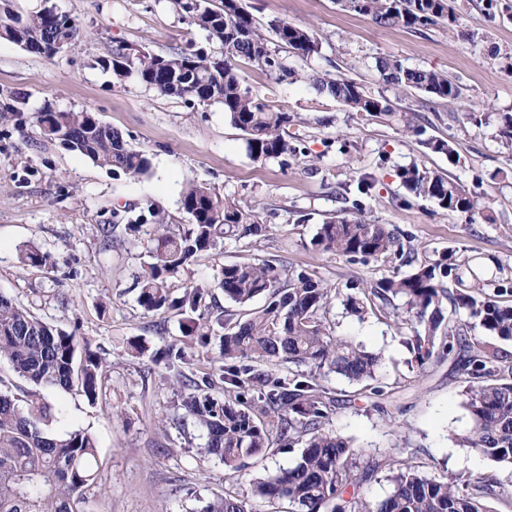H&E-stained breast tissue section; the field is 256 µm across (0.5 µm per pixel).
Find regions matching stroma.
I'll return each mask as SVG.
<instances>
[{"mask_svg": "<svg viewBox=\"0 0 512 512\" xmlns=\"http://www.w3.org/2000/svg\"><path fill=\"white\" fill-rule=\"evenodd\" d=\"M260 22L279 18L309 28L321 43L318 55L293 60L302 77L279 82L251 65L242 75L272 104L298 119L289 129L301 155L260 163L244 134L224 118L221 104L165 97L132 77L104 67L112 47L162 54L170 47L210 48L205 31L179 13L172 0H0L20 14L50 7L76 19L81 36L54 57L27 52L0 39V98L21 102L19 121L0 123V294L14 299L51 326L90 343L106 361L107 396L89 403L79 392L48 391L60 409L54 431L86 430L97 442L98 487L85 512H200L207 501L233 488L256 512H288L287 503L256 497L255 480L295 464L299 449L260 451L240 472L204 452V431L180 407L184 387L177 374L198 381L220 365L218 338L196 346L191 364L176 369L162 356L183 338L177 312L148 313L138 303L137 277L149 262V235H127L129 216L152 208L186 227L181 195L194 182L255 209L265 224L261 237L218 241L171 280L173 295L187 284L208 288L207 306L227 307L218 286L224 265L273 260L310 271L334 288L356 280L372 286L381 278L409 273L408 265L350 261L315 250L319 224L346 206L341 185L350 168L371 173L375 184L363 199L365 218L395 229L401 240L426 251H453L469 262L480 284L512 286V155L498 139V117L512 113V0H461L454 27L415 30L381 28L369 17L342 10L336 0H243ZM394 57L412 67L447 73L462 88L455 108L424 104L421 94H402L400 106L418 109L419 130L370 120L318 96L309 73H341L370 92L381 91L377 59ZM87 110L146 151L151 169L143 176L114 173L61 144L47 141L30 120L44 106ZM454 141L458 162L423 153L421 140ZM447 172L480 201L483 213L469 219L411 194L397 171L411 160ZM113 227L105 238L102 227ZM35 247L51 257L41 268L24 266L22 250ZM334 333L383 358L384 411L356 396L345 378L330 375L341 404L331 426L375 463L359 494L388 495L387 461L419 465L438 479L464 473L491 475L500 495L486 500L488 512H512V466L498 464L455 437L471 431L459 382L462 359L410 364L404 332L375 314L357 319L333 304ZM146 346L134 352L131 342Z\"/></svg>", "mask_w": 512, "mask_h": 512, "instance_id": "obj_1", "label": "stroma"}]
</instances>
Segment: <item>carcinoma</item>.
Wrapping results in <instances>:
<instances>
[{"label":"carcinoma","instance_id":"carcinoma-1","mask_svg":"<svg viewBox=\"0 0 512 512\" xmlns=\"http://www.w3.org/2000/svg\"><path fill=\"white\" fill-rule=\"evenodd\" d=\"M342 7L366 15L379 27L426 28L453 25L454 0H339ZM176 6L220 44V51L174 48L166 55L133 54L119 44L112 50V69L118 76H133L167 97H191L202 104L220 103L229 122L246 136L256 161L277 159L299 149L288 141L296 115L274 105L248 86L240 76L241 64H250L280 79L296 77L280 50L300 60L320 53L321 44L306 28L286 20H272L268 39L262 25L240 0H175ZM80 27L75 19L50 9L21 15L0 11V38L23 50L52 57L76 44ZM278 49L269 47L270 41ZM379 80L397 91H417L426 100L450 107L461 97V87L448 75L410 67L396 58L376 62ZM317 94L329 97L362 117L395 122L418 132L419 113L399 110L383 93L367 91L343 75H312ZM34 121L50 141H57L93 162L138 176L150 168L142 151L131 148L122 134L101 124L88 111L57 110L50 105L35 113ZM499 138L512 152V114L501 116ZM428 152L457 156L450 139L420 141ZM398 177L418 197L429 198L452 213L473 216L486 205L469 195L448 175L412 161ZM192 224L185 231L171 229L164 215L154 210L128 220L127 230L152 226L156 241L149 263L138 276L140 306L148 312L175 310L182 315L185 337L206 343L211 331H222L224 364L218 378L224 393L215 395L209 377L188 384L182 406L206 431V452L238 472L245 461L264 448L302 445L292 467L282 468L258 482L262 499L288 501L289 512H485L483 502L497 496L492 478L473 479L461 474L451 479H430L419 466L392 461L391 492L370 502L347 495L367 480L371 468H360L359 451L331 427L338 399L328 385L330 374L358 386L357 395H384L379 385L381 357L333 335L327 314L338 301L346 313L359 319L369 311L394 320L409 335L403 343L419 370L429 361L446 359L455 350L466 353L462 396L473 428L458 437L497 463L512 465V361L489 340L473 337L469 326L445 316L444 302L464 309L493 336L512 339V305L498 294L467 285L453 253L438 258L418 257L415 248L404 250L394 230L362 216L343 213L319 225L312 239L317 250L351 260L372 258L384 264L398 259L412 271L380 279L372 288L351 284L330 288L304 269L279 270L271 262H238L224 266V297L239 307L257 297L262 307L243 314L228 308L211 315L201 310L206 287H185L179 297L169 281L185 272L191 262L208 252L219 239L260 236L265 227L254 211L205 186L191 184L181 197ZM25 266L42 267L49 255L37 249L21 254ZM451 279L456 291L444 286ZM404 300L403 306L395 300ZM168 365L187 363L189 347L171 346ZM0 361L38 387L60 392L76 390L95 402L106 395L104 360L75 336L51 327L30 310L0 295ZM288 364L306 371L279 372ZM55 405L33 392L21 406L0 393V512H81V504L97 484V447L84 430L65 435L54 432ZM202 512H253V506L228 490L209 501Z\"/></svg>","mask_w":512,"mask_h":512}]
</instances>
